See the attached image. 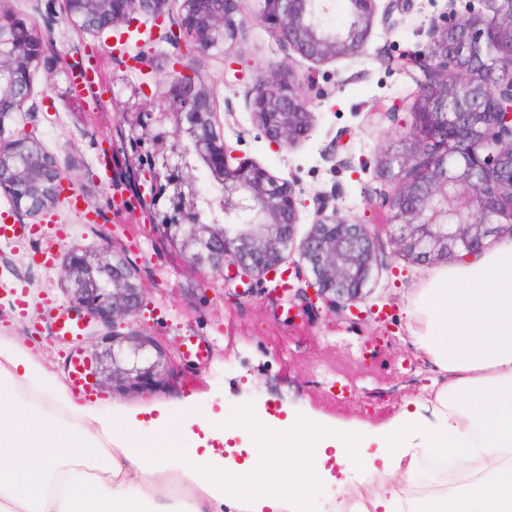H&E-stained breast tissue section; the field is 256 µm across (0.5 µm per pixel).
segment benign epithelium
<instances>
[{"label": "benign epithelium", "mask_w": 512, "mask_h": 512, "mask_svg": "<svg viewBox=\"0 0 512 512\" xmlns=\"http://www.w3.org/2000/svg\"><path fill=\"white\" fill-rule=\"evenodd\" d=\"M241 0H183L173 40L187 52L207 55L233 47L245 21ZM258 20L269 36L303 58L324 62L362 54L377 0H348L347 25L329 31L318 16L331 0H260ZM168 0H66L67 21L77 35L103 31L136 15L166 16ZM493 13L460 16L453 5L430 20L424 51L410 66L421 73L416 108L398 149L379 161L381 175L395 182L378 193L389 213L396 250L418 265L463 262L489 242L512 238V0H487ZM42 53L31 29L17 19L0 21V187L21 186L16 210L38 216L59 203L62 175L38 141L14 129L29 111L31 68ZM172 112L120 116L132 164L137 207L153 212L155 224L200 271H233L230 279H261L298 252L314 280L288 288L275 300L311 317L324 306L350 323H365L360 304L381 249L371 225L352 222L328 195L314 198L316 222L297 241L299 199L294 183L266 170L231 164L235 149L216 124L212 91L200 78L173 79ZM251 112L265 138L291 146L312 130L311 112L295 74L274 69L260 74ZM176 122L170 136L153 127ZM203 162L218 193L197 188L196 163ZM210 214L212 223L200 220ZM64 276L70 306L103 324L110 336H88L86 357L102 390L134 394L168 381L167 353L145 334L137 318L146 306L140 274L125 254L108 243L66 254ZM127 331L120 333L118 327Z\"/></svg>", "instance_id": "7a95c632"}]
</instances>
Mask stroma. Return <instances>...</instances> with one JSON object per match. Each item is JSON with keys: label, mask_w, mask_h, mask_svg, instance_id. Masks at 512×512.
Instances as JSON below:
<instances>
[{"label": "stroma", "mask_w": 512, "mask_h": 512, "mask_svg": "<svg viewBox=\"0 0 512 512\" xmlns=\"http://www.w3.org/2000/svg\"><path fill=\"white\" fill-rule=\"evenodd\" d=\"M392 13L377 11L364 55L315 63L273 40L255 22L234 46L238 68L229 67L221 51L197 58L193 66L213 90L216 119L224 138L235 149L237 161L266 169L293 181L309 200L320 192L335 195L343 216L368 224H383L387 210L371 206L370 198L390 189L378 173L383 150L411 123L416 83L412 68L399 65L401 57L421 52L429 21L453 6L456 13L486 12L484 0H397ZM14 18L32 26L36 38L50 41L32 73L35 111L24 114L26 131L53 156L67 183L77 190L86 211L97 217L87 223L83 213L58 204L48 214L31 217L13 213L10 198L0 188V213H13L16 222L41 225L43 237L0 245V336L25 347L30 357L48 371L65 376L66 362L75 344L55 335L33 334L43 317L45 300L68 303L63 283L66 250L109 243L127 252L140 270L147 307L140 317L145 333L167 349L172 368L168 386L143 394H103L102 404L143 410L166 404L181 418L187 399L205 412L231 417L240 411L252 415L287 414L300 421L316 420L331 428L366 425L377 428L395 416L406 401L426 395L434 372L427 366L406 331L408 297L430 272L384 245V258L364 289L365 306L385 308L388 324L351 325L332 313L306 322L310 345L291 344L271 352L265 333L290 332L285 307L276 305L265 281L244 286L226 281L224 274L203 273L190 266L155 228L147 213L118 212L112 198L126 185L117 172L101 177L95 167L99 154L121 156L123 141L116 120L124 112H142L147 101H162L173 80V63L185 48L165 38L153 20L140 25L149 38L128 49L114 47L111 34L77 36L65 19V0H10ZM92 49L100 82L94 94L74 95L69 74ZM287 67L300 82L317 91L310 101L313 130L308 139L279 148L264 137L251 114L255 78L262 71ZM65 225L62 244L47 245L44 236ZM26 289V308L13 305L11 288ZM387 335L381 355L368 361L364 374L349 380L324 360L325 352L363 358L366 337ZM202 336L210 357L201 368L189 366L182 341ZM415 365L407 374V365ZM333 379L353 383L358 402L344 410L320 397L321 382Z\"/></svg>", "instance_id": "35a3bbf8"}]
</instances>
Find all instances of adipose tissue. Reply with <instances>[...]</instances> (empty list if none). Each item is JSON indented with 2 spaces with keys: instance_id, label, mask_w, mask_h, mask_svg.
Masks as SVG:
<instances>
[{
  "instance_id": "adipose-tissue-1",
  "label": "adipose tissue",
  "mask_w": 512,
  "mask_h": 512,
  "mask_svg": "<svg viewBox=\"0 0 512 512\" xmlns=\"http://www.w3.org/2000/svg\"><path fill=\"white\" fill-rule=\"evenodd\" d=\"M406 329L433 365L427 403L376 444L358 430L289 426L268 438L244 415L239 466L179 448L165 405L154 418L74 402L54 373L0 337V512H304L333 453L351 512H512V240L435 269ZM40 398L29 415L21 393Z\"/></svg>"
}]
</instances>
